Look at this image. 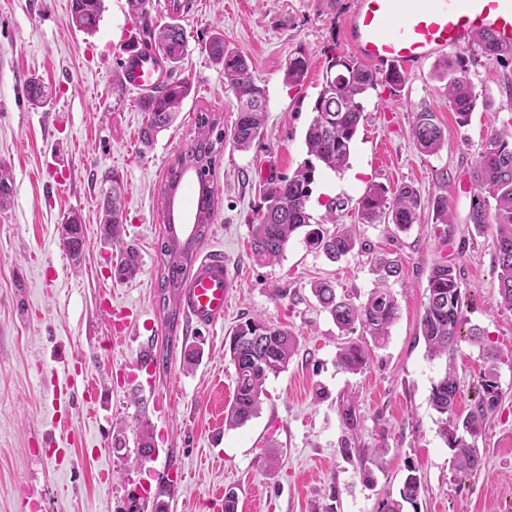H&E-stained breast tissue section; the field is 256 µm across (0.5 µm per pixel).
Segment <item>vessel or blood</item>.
I'll list each match as a JSON object with an SVG mask.
<instances>
[{
    "instance_id": "1",
    "label": "vessel or blood",
    "mask_w": 512,
    "mask_h": 512,
    "mask_svg": "<svg viewBox=\"0 0 512 512\" xmlns=\"http://www.w3.org/2000/svg\"><path fill=\"white\" fill-rule=\"evenodd\" d=\"M350 43L365 61L402 72L449 51L469 47L476 34L492 33L512 45V0H353ZM153 49L134 48L122 64L125 88L143 94L167 81L164 63L147 65ZM232 280L219 254L204 255L181 273L179 298L191 325L211 326L224 316Z\"/></svg>"
}]
</instances>
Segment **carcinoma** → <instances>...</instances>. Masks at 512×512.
<instances>
[{
	"label": "carcinoma",
	"instance_id": "obj_1",
	"mask_svg": "<svg viewBox=\"0 0 512 512\" xmlns=\"http://www.w3.org/2000/svg\"><path fill=\"white\" fill-rule=\"evenodd\" d=\"M102 0H71L72 24L79 30L91 32L100 21ZM147 44L156 49L168 66L175 68L187 50L184 29L178 18L161 27L145 24ZM474 41L490 60L503 56L512 57V46L501 47L485 35ZM207 51L212 61L224 70V87L231 91L237 102V117L229 130L221 125V116L210 111L197 113L194 136L168 167L162 195V219L166 235L158 243L162 263L158 278L162 306H172L170 321L176 320L178 285L168 275L169 267L176 264L188 266L193 262L198 244L214 216L215 190H209L212 205L200 208L197 217L203 224L188 245L173 250L172 184L182 178L186 165L200 175H213L224 142L238 150H248L261 138L267 121V94L252 74L249 59L224 42V34L217 33L210 39ZM310 60L300 51L292 57L285 69V81L301 87L307 77ZM435 75L444 83V97L460 126L468 124L478 104L485 103L469 77L468 60L462 55L444 57L435 66ZM386 84L394 92L401 91L406 76L396 69L380 73L362 62L334 52L326 57L322 76L311 111L304 143L307 158L288 176H271L264 182L263 197L255 223L251 225V254L255 262L270 264L283 257L285 249L298 232H304L307 245L332 262L351 254L359 245L352 227L338 223L337 212L342 204L330 200L321 222L312 221L307 210L311 185L320 169L340 172L348 166L354 139L365 117L364 100L368 91L379 84ZM26 100L32 106L42 105L48 98L44 87L35 79L26 85ZM191 92L190 83L177 81L164 91L147 95L140 105L146 113V124L140 132V143L149 148L159 133L173 124L183 101ZM410 134L418 149L436 154L445 143V134L437 113L422 108L414 113ZM11 171L0 164V206L12 194ZM473 194L471 196L469 223L476 232L491 227L495 231L493 243L499 272L498 295L500 305L512 311V130L495 132L478 155L471 171ZM124 189L117 177L106 192L102 205L101 237L104 242L119 247V256L112 267V277L125 281L138 274L141 267L137 249L123 241L125 232ZM435 222L452 224L448 214V196L437 194L432 202ZM421 210V195L412 185H401L389 192L381 184L370 185L359 198L356 222L359 224H391L397 231L406 232L417 223ZM333 225V229L325 225ZM60 241L75 262L80 260L85 247L80 218L73 214L60 229ZM378 282L367 299L356 304L349 295L338 294L334 284L316 282L311 293L329 312L336 326L343 332L360 327L377 341L384 342L397 319V300L388 286L390 278L399 276L396 261L384 257L375 260ZM460 275L453 264L433 266L427 279V302L421 315L419 330L427 353L433 358H446L444 375L431 392V404L439 414V433L452 452L455 478L463 480L480 470L482 459L476 446L489 414L498 407L502 391L498 382L496 364L501 356L496 347L485 338L478 327L469 330V340L478 346L490 369L476 387L478 398L464 416L455 411L458 392L456 373L452 360L462 326V291ZM297 340L288 330L267 323L258 317H248L239 322L225 338L224 355L229 357L235 370L233 400L226 410L224 427L236 429L255 418L262 405L264 385L269 377L285 371L295 355ZM337 366L348 373L364 370L368 358L357 344H347L336 354ZM139 458H151L154 450L153 432L148 422H143L137 432ZM423 493L419 478L410 473L400 489V499H390L382 504L380 512H404V505L418 512L417 502Z\"/></svg>",
	"mask_w": 512,
	"mask_h": 512
}]
</instances>
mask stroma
Returning <instances> with one entry per match:
<instances>
[{
    "label": "stroma",
    "instance_id": "1",
    "mask_svg": "<svg viewBox=\"0 0 512 512\" xmlns=\"http://www.w3.org/2000/svg\"><path fill=\"white\" fill-rule=\"evenodd\" d=\"M352 0H196L182 16L188 51L174 70L192 87L174 124L143 148L140 97L114 92L127 51L141 45L144 23L168 22L165 9L132 16L126 0H103L95 31L76 30L70 0H0V164L13 175L12 197L0 207V512H23L28 492L41 512H125L130 492L153 496L162 477L174 481L169 512H220L219 494L235 488L238 512H379L397 497L407 474L423 486L419 512H512V311L500 306L491 233L468 221L470 173L494 131L512 124V59H487L464 49L469 75L487 106L458 126L433 75L432 62L407 74L400 93L387 85L369 91L366 119L354 141L350 166L321 172L307 207L321 218L328 200L345 204L342 221L356 224L355 207L367 186L416 187L421 222L408 232L390 224H356L367 251L333 263L312 251L302 235L282 259L253 261L250 226L262 204L261 184L288 175L306 158L305 131L329 51L349 56L347 15ZM248 57L269 107L264 136L250 150L225 145L214 172L217 210L202 252L223 253L234 287L221 322L189 328L168 323L156 288L165 234L160 189L169 164L194 135L195 115L208 109L231 126L237 101L224 90V71L209 58L214 33ZM312 62L302 87L289 86L290 58ZM52 90L34 107L23 92L30 78ZM432 108L447 135L435 154L421 152L410 135L414 112ZM447 172L452 226L434 223L431 200L439 172ZM126 191V239L141 256V270L126 282L110 268L115 246L100 238V206L112 176ZM78 213L87 246L73 264L58 228ZM397 259L393 283L398 317L384 346L368 335H343L321 310L310 288L329 279L354 302L375 285L373 256ZM461 268L463 326L485 330L502 359L497 373L503 397L490 414L477 447L482 469L455 481L452 453L438 431L432 387L445 361L430 358L419 334L427 277L434 264ZM137 309L142 317L112 342L106 303ZM261 317L297 338L287 370L269 378L262 410L237 429H225L234 393V368L224 338L242 317ZM353 341L369 354L358 374L336 364L341 344ZM201 343L203 357L183 368L185 345ZM165 366L150 388L137 390L126 376L141 346ZM457 410L474 404V386L487 368L478 347L461 338L454 359ZM94 379V403L81 383L54 398L64 372ZM356 423L347 426L345 410ZM149 422L157 452L134 464L112 452L115 427L134 433ZM279 464L267 466L270 450Z\"/></svg>",
    "mask_w": 512,
    "mask_h": 512
}]
</instances>
